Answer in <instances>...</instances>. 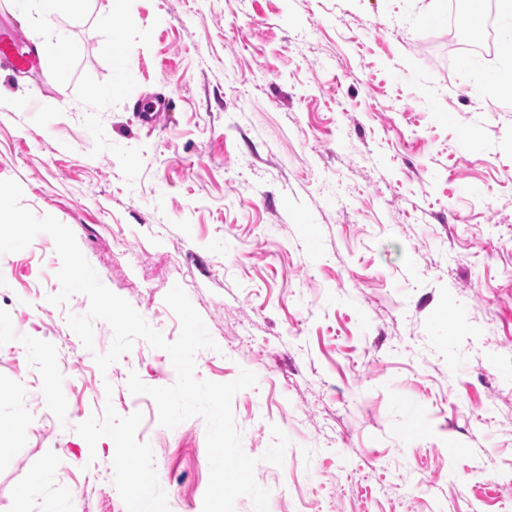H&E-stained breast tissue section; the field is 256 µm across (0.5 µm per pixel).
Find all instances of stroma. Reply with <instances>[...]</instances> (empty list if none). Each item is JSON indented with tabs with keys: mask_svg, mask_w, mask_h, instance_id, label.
I'll return each instance as SVG.
<instances>
[{
	"mask_svg": "<svg viewBox=\"0 0 512 512\" xmlns=\"http://www.w3.org/2000/svg\"><path fill=\"white\" fill-rule=\"evenodd\" d=\"M449 2L0 0L39 49L0 67V180L170 341L182 286L218 345L196 378L256 373L232 408L268 512H512V101L487 79L512 45L463 68ZM10 258L0 512H202L204 420L165 428L127 387L172 385L168 354L138 339L100 371L111 326L86 350L88 297L47 301L52 237Z\"/></svg>",
	"mask_w": 512,
	"mask_h": 512,
	"instance_id": "stroma-1",
	"label": "stroma"
}]
</instances>
